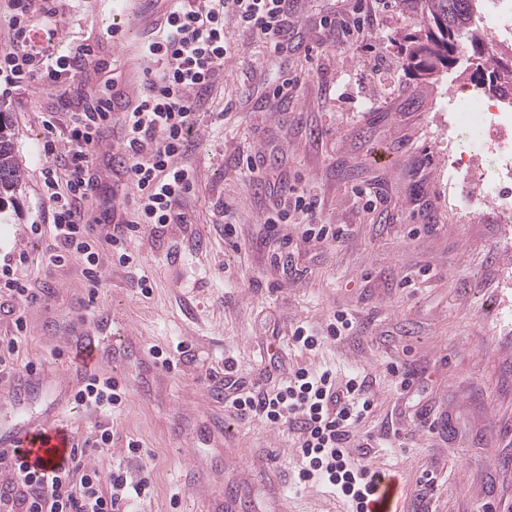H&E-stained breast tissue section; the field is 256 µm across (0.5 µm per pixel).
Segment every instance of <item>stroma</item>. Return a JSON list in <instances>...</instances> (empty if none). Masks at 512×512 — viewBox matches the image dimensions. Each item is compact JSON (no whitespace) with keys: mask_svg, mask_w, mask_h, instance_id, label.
<instances>
[{"mask_svg":"<svg viewBox=\"0 0 512 512\" xmlns=\"http://www.w3.org/2000/svg\"><path fill=\"white\" fill-rule=\"evenodd\" d=\"M363 6L373 24L347 43L319 22L348 13V0H300L281 54L232 35L228 62L183 158L195 171L184 205L188 223L142 225L128 242L139 266L123 268L103 255L95 289L79 260L46 266L55 240L49 231L31 230L51 207L38 147L44 116L54 115L62 133L71 114L101 91L122 100L126 62L109 29L127 0H59L55 16L36 19L34 36L52 34L57 55L87 45L92 56L62 85L0 95V111L16 120L15 148L25 168L17 203L0 220V259L24 257L18 273L35 295L20 306L27 322L23 358L47 373L66 368L51 319L99 310L113 318V342L131 324L146 346L163 353L180 341L188 347L154 393H129L120 412H62L80 440L109 422L111 456H89L101 473L122 459L128 438L150 452L154 495L134 512H204L187 485L197 463L177 452L172 435L186 407L197 410V426L223 422L243 445L246 464L271 462L287 478L288 512H347L330 488L296 484L288 430L224 406L225 358L242 376L262 381L279 375L260 365L269 352L288 368L331 367L340 377L365 370L375 408L356 433L371 446L369 460L399 476L401 512H512V230L499 223L479 186L471 187L465 211L448 202L450 154L465 147L449 143L448 114L460 102L448 79H423L402 66L403 38L419 29V16L398 0ZM286 78L294 81L292 91L274 96ZM122 141L121 123L111 119L90 157L107 192L120 180ZM247 150L263 159L255 183L237 165ZM381 151L383 163L376 159ZM287 183L316 194V223L346 227L341 239L318 242L304 239L301 225L285 224L297 266L291 274L275 264L277 243L263 226ZM228 223L234 236L224 234ZM143 276L152 287L147 297L137 285ZM344 310L355 318L348 339L310 354L289 348L292 324L321 330ZM16 315L0 312V336L13 333ZM394 364L420 370L418 391L397 387ZM429 474L433 496L417 501L415 485Z\"/></svg>","mask_w":512,"mask_h":512,"instance_id":"stroma-1","label":"stroma"}]
</instances>
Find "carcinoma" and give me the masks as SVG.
Instances as JSON below:
<instances>
[{
	"label": "carcinoma",
	"mask_w": 512,
	"mask_h": 512,
	"mask_svg": "<svg viewBox=\"0 0 512 512\" xmlns=\"http://www.w3.org/2000/svg\"><path fill=\"white\" fill-rule=\"evenodd\" d=\"M420 14L419 33L404 37L403 67L437 80L441 73L467 75L476 92L496 96L494 85L512 87V66L483 39L474 16L483 0H399ZM15 122L10 112H0V210L21 187L22 159L14 147Z\"/></svg>",
	"instance_id": "obj_1"
}]
</instances>
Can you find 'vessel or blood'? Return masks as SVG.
I'll use <instances>...</instances> for the list:
<instances>
[{
    "mask_svg": "<svg viewBox=\"0 0 512 512\" xmlns=\"http://www.w3.org/2000/svg\"><path fill=\"white\" fill-rule=\"evenodd\" d=\"M173 0H141L132 11L131 24L139 34H151ZM144 70L142 53L127 57L128 104L137 101V89ZM103 316H61L54 322L53 334L63 353L71 360L72 370L58 375L31 374L16 378L6 393L0 394V457L12 460L25 456L30 461L60 460L69 452L70 431L59 419L74 387L84 373L106 363H134L146 378L162 376L163 369L135 330H128L123 342L103 349ZM180 449L192 450L198 465L196 492L207 512H238L241 496L260 487L269 512H287L288 486L272 472L269 463L246 469L238 467L241 446L225 436L220 423H213L203 434H185L178 438ZM402 493L397 477L387 476L370 503L372 512H398Z\"/></svg>",
    "mask_w": 512,
    "mask_h": 512,
    "instance_id": "obj_1",
    "label": "vessel or blood"
}]
</instances>
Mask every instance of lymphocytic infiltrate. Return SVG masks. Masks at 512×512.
Returning a JSON list of instances; mask_svg holds the SVG:
<instances>
[{"label":"lymphocytic infiltrate","instance_id":"1","mask_svg":"<svg viewBox=\"0 0 512 512\" xmlns=\"http://www.w3.org/2000/svg\"><path fill=\"white\" fill-rule=\"evenodd\" d=\"M9 8L12 49L0 57V84L5 89L35 81L59 82L91 56L87 46L74 56H58L32 40L36 0H9ZM291 16L290 0H177L156 38L143 48L157 70L146 79L137 103L124 118L123 175L137 192L136 218L114 225L105 237L94 233L99 221L87 204L99 193L100 184L91 172L89 155L111 111L109 100L100 94L83 111L73 113L63 146L50 138L41 148L49 160L41 171L43 190L53 206L46 225H34L33 231L49 230L57 243L47 257L48 265L80 259L85 279L95 287L101 277L102 247L110 248L120 266L130 267L138 258L128 241L141 225L186 223L183 202L195 175L181 159L200 121L205 95L224 66L230 48L227 23H234L242 36L266 40L279 53L283 46L278 37ZM282 198V208L266 215L270 233L280 234L281 224L296 213L307 222L304 238L340 237V230L332 225L313 223L317 202L306 189L289 186ZM353 327L352 319L340 311L322 333L296 325L292 345L312 353L326 340L347 337ZM224 381L225 405L233 413L287 428L295 436L299 483L325 484L351 504V512H366L382 479L364 454L350 452L355 425L373 407L366 375L357 371L341 379L328 368L296 365L266 389L249 385L228 358ZM126 395L125 384L91 372L74 391L72 402L92 411H110L122 406ZM113 438L111 428L101 424L90 445L74 444L62 463L36 471L14 461V477L0 483V512H129L132 505L150 499L151 466L140 441L132 439L126 445L128 457L141 462L137 473L119 462L103 475L86 462L87 451L109 454Z\"/></svg>","mask_w":512,"mask_h":512}]
</instances>
